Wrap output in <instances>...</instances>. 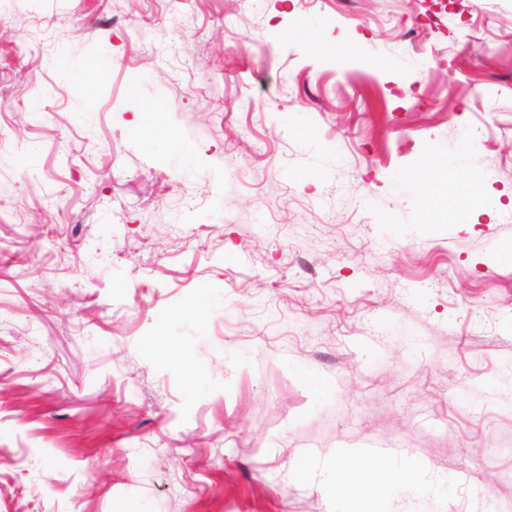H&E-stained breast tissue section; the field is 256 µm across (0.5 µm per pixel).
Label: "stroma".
<instances>
[{
    "instance_id": "obj_1",
    "label": "stroma",
    "mask_w": 512,
    "mask_h": 512,
    "mask_svg": "<svg viewBox=\"0 0 512 512\" xmlns=\"http://www.w3.org/2000/svg\"><path fill=\"white\" fill-rule=\"evenodd\" d=\"M506 241L512 0H0V512H512ZM484 181V176L473 177L463 194L448 192V200L454 204V209L465 214L466 220L473 214L489 213L497 204L484 194ZM288 370L298 374L311 393L313 402L322 401L329 393L330 386L322 378L302 371L298 366L289 364ZM350 459L351 454L341 452L322 468L326 489L338 493L345 487L362 486L369 481L375 466L373 459L365 453H359L355 462ZM412 480V473L406 467L400 466L389 470L384 488L377 494L371 495L361 507L350 512H388L387 503L393 493L402 485Z\"/></svg>"
}]
</instances>
